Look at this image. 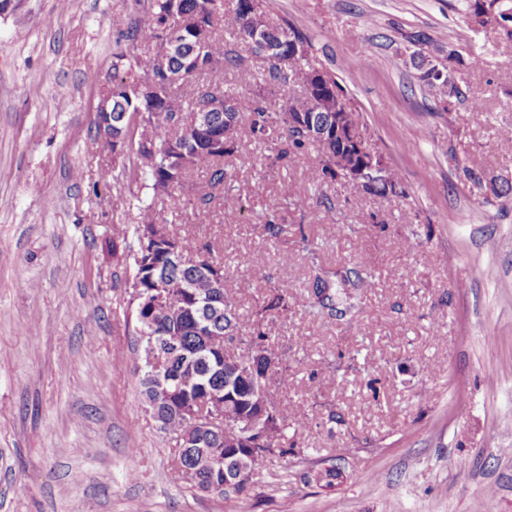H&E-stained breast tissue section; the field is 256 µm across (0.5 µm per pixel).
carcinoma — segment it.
I'll use <instances>...</instances> for the list:
<instances>
[{
	"mask_svg": "<svg viewBox=\"0 0 512 512\" xmlns=\"http://www.w3.org/2000/svg\"><path fill=\"white\" fill-rule=\"evenodd\" d=\"M150 10L143 13L128 38L132 45H155L159 32L175 18L197 17L204 24L207 37L204 59H199L196 40L188 36L172 53L167 70L155 65V54L133 57L136 75H119L114 65L112 75V111L128 112L121 123L124 142L112 146V154L129 159V178L151 194V202L141 207V223L130 225L133 242L121 245L112 240V256L129 264L133 276L129 290L136 288L148 293L163 285L166 302L156 307L138 300L128 304L132 309L137 329L149 336L176 341L177 347L164 371L149 377L140 371V396L160 432L166 434L172 445L173 468L178 475L193 471L191 486L203 493L224 497L234 493L243 507L251 506L247 487L224 484V469L210 467V457L224 453V445L238 440V436L221 425L209 428L190 427L188 413L199 415L206 411L213 392L225 394L226 409L238 414L235 397L242 395L245 383L236 375L239 367L256 365L268 391L288 384V365L279 362L270 369L265 354L274 351L267 332L269 318L286 317L292 311V296L288 285L276 284L268 295L256 303L251 312L248 340L242 345L224 344V336L242 331L237 307L226 292L224 258L214 245L199 244L189 235L171 228L158 239L149 238L142 230L145 224H156L155 205L174 210L179 207L180 194L190 176L204 173L208 183L215 187L226 183L228 173L224 158L239 153L244 140L262 146L263 152L244 162L256 168L267 165H288L305 150L313 148L321 157L324 178L337 180L334 166L352 162V157L340 155L334 139L311 137L293 126L288 119L278 120L268 111L265 92L268 89L288 91L293 86L303 89V98L286 100L284 115L298 118L314 115L321 128L332 129L336 119L344 123L345 131L354 129V110L344 88L324 66L317 65L311 53L309 39L286 19L275 21L268 17L264 0H259L260 25L267 30V38L277 41L294 38L300 47L286 56L270 57L260 47L253 53L264 62L261 82L246 91L224 85L226 67H237L241 60L233 55L234 41L250 38L253 20L242 7V0H150ZM467 10L477 24L494 25L502 40L512 42V0H500L496 12L487 13L482 0H469ZM474 56H463L448 47V61L457 65L461 73L473 67ZM197 77L208 82L206 89L185 90V84ZM152 82V99L143 101L137 94L139 83ZM423 85L440 96V102L453 108L463 91L452 84L437 85L423 81ZM224 97V111L206 113L209 123L224 131V146L216 148L195 137L196 117L206 101ZM178 144L186 148L190 164L175 165L170 147ZM342 161H336L337 156ZM313 300L312 308L325 319L344 317L358 307V296L343 289V307L336 306L332 282L319 273L311 275L307 288ZM306 417L301 408L286 414L278 411V419L269 427L270 444L288 453V428Z\"/></svg>",
	"mask_w": 512,
	"mask_h": 512,
	"instance_id": "cac0c4a2",
	"label": "carcinoma"
}]
</instances>
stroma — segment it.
Instances as JSON below:
<instances>
[{
  "mask_svg": "<svg viewBox=\"0 0 512 512\" xmlns=\"http://www.w3.org/2000/svg\"><path fill=\"white\" fill-rule=\"evenodd\" d=\"M344 87L373 151L401 177L390 199L323 181L315 152L263 173L225 158L204 210L173 224L219 248L249 317L271 283L294 294L268 332L288 354L279 407H302L287 455L265 462L253 512H512V44L467 0H272ZM142 11L138 0H24L0 18V512H237L195 492L139 409L131 270L112 258L139 221L124 158L94 107ZM427 33L431 45L407 42ZM477 54L444 111L414 54ZM483 104L481 113L471 99ZM112 178L101 181L102 170ZM239 197L235 214L225 195ZM334 219L326 221L325 206ZM282 226L268 236L265 222ZM261 266L239 269L240 253ZM293 256L282 264L281 252ZM359 275V316L321 321L312 260ZM336 469L335 488L313 475Z\"/></svg>",
  "mask_w": 512,
  "mask_h": 512,
  "instance_id": "obj_1",
  "label": "stroma"
}]
</instances>
